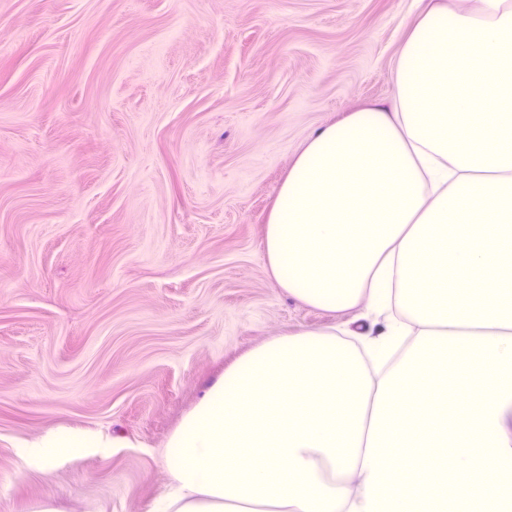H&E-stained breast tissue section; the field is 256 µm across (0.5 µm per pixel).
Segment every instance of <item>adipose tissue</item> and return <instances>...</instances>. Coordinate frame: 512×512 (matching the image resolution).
I'll return each mask as SVG.
<instances>
[{"label": "adipose tissue", "mask_w": 512, "mask_h": 512, "mask_svg": "<svg viewBox=\"0 0 512 512\" xmlns=\"http://www.w3.org/2000/svg\"><path fill=\"white\" fill-rule=\"evenodd\" d=\"M493 47L481 57L485 47ZM389 103L314 131L265 225L277 284L383 333L268 340L169 436L153 512H512V0H427ZM95 441L21 458L51 475Z\"/></svg>", "instance_id": "obj_1"}]
</instances>
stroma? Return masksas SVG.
<instances>
[{
    "label": "stroma",
    "instance_id": "1",
    "mask_svg": "<svg viewBox=\"0 0 512 512\" xmlns=\"http://www.w3.org/2000/svg\"><path fill=\"white\" fill-rule=\"evenodd\" d=\"M418 0H0V512H150L161 449L264 342L347 325L272 278L306 137L389 102ZM96 453L52 478L56 431ZM21 458L24 470L50 476L61 458L62 448L68 453L84 454L100 444L79 434L63 431L41 438Z\"/></svg>",
    "mask_w": 512,
    "mask_h": 512
}]
</instances>
